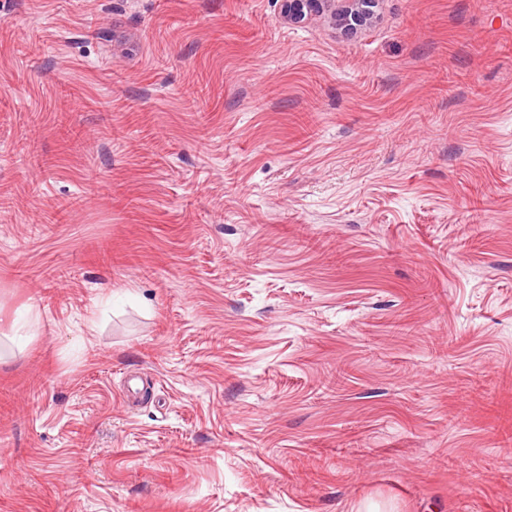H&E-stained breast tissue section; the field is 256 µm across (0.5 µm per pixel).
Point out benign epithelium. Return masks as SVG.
<instances>
[{"mask_svg": "<svg viewBox=\"0 0 512 512\" xmlns=\"http://www.w3.org/2000/svg\"><path fill=\"white\" fill-rule=\"evenodd\" d=\"M282 13L288 23L302 24L313 17L324 19L332 28L345 34L368 25L380 0H281Z\"/></svg>", "mask_w": 512, "mask_h": 512, "instance_id": "7a95c632", "label": "benign epithelium"}]
</instances>
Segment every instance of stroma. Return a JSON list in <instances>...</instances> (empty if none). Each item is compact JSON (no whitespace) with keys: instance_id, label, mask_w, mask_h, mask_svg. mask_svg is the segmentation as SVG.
Masks as SVG:
<instances>
[{"instance_id":"obj_1","label":"stroma","mask_w":512,"mask_h":512,"mask_svg":"<svg viewBox=\"0 0 512 512\" xmlns=\"http://www.w3.org/2000/svg\"><path fill=\"white\" fill-rule=\"evenodd\" d=\"M0 512H512V0H0ZM282 13L289 24H302L312 17L324 19L345 34L367 26L380 0H281Z\"/></svg>"}]
</instances>
